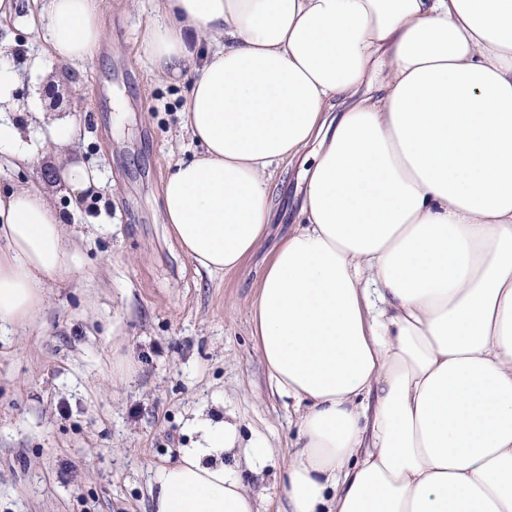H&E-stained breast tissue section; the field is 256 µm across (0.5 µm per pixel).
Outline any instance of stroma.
Wrapping results in <instances>:
<instances>
[{"label": "stroma", "instance_id": "obj_1", "mask_svg": "<svg viewBox=\"0 0 512 512\" xmlns=\"http://www.w3.org/2000/svg\"><path fill=\"white\" fill-rule=\"evenodd\" d=\"M40 0H19L0 23L17 69L16 98L43 110L77 108L83 161L101 187L71 206L44 160V128H25L33 164L0 166V193L35 184L66 216L73 273L46 283L35 321L0 335V512H151L149 478L190 447L196 413L238 423L274 453L260 472L244 449L224 456L261 512H275L294 402L274 394L252 333L259 273L290 231L312 158L277 168L261 242L234 271L208 274L174 242L161 191L178 161L199 153L181 113L193 74L158 76L141 47L154 0H106L94 57L44 89L54 66L37 27ZM132 366L115 372L117 358Z\"/></svg>", "mask_w": 512, "mask_h": 512}]
</instances>
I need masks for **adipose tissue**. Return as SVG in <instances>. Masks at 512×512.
Instances as JSON below:
<instances>
[{
	"label": "adipose tissue",
	"instance_id": "1",
	"mask_svg": "<svg viewBox=\"0 0 512 512\" xmlns=\"http://www.w3.org/2000/svg\"><path fill=\"white\" fill-rule=\"evenodd\" d=\"M142 50L179 76L202 151L165 181L179 248L235 270L271 220L274 165L313 149L297 222L262 268L256 348L297 437L277 512H512V0H155ZM56 77L105 38L101 0H45ZM377 94H362L379 65ZM0 47V163H29ZM70 202L98 186L83 130L32 110ZM35 185L0 194V334L70 272ZM150 476L152 512H258L223 462L237 423L196 415Z\"/></svg>",
	"mask_w": 512,
	"mask_h": 512
}]
</instances>
